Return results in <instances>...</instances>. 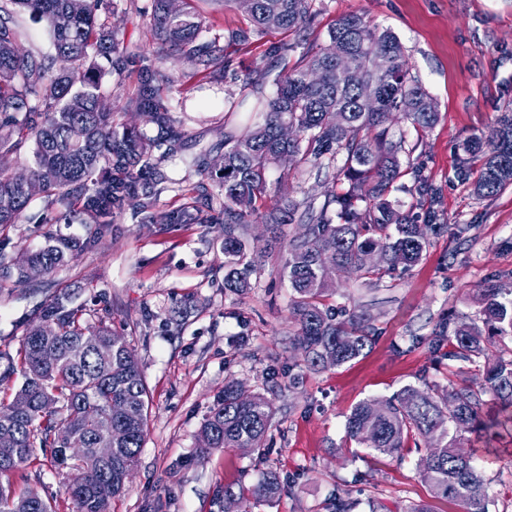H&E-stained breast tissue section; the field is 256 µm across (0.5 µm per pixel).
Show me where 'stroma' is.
Wrapping results in <instances>:
<instances>
[{
  "instance_id": "obj_1",
  "label": "stroma",
  "mask_w": 512,
  "mask_h": 512,
  "mask_svg": "<svg viewBox=\"0 0 512 512\" xmlns=\"http://www.w3.org/2000/svg\"><path fill=\"white\" fill-rule=\"evenodd\" d=\"M202 18L201 39H219L227 65L211 78L185 56L162 45L150 17L153 0H104L98 18L112 27L134 56L135 67L112 79L114 110L129 124H142L126 111L141 66L165 70L173 80L169 105L181 132L180 148L158 164L154 209L168 212L192 203L201 191L215 192L198 171L200 152L224 140L225 123L243 124L247 110L225 114V100L244 97L242 75L272 96L278 74L297 66L304 49L295 36L273 30L247 45L229 42L245 19L222 0H194ZM309 40L324 45L328 30L346 13L390 30L402 42L411 76L437 104L438 121L425 130L403 114L391 132L402 139L403 189L392 199L411 207L407 193L420 171L436 193L440 232L415 266L385 273L374 284L338 277L330 305L365 315L373 341L362 355L339 367L310 370L295 346L297 327L290 290L279 274L278 254L266 253L267 225H248L251 248L261 264L248 294L224 286V229L219 224H148L128 208L111 223L88 224L80 208L53 213L52 221L32 205L18 224L0 229V254L18 256L43 248L48 236L69 239L73 258L52 281L80 309L86 322L125 336L138 358L152 400L144 446L127 491L111 512H224L225 490H248L262 472L276 471L281 496L253 512H332L335 497L369 500L387 512L412 502L433 512H460L457 502L432 497L416 463V448L402 455L372 452L350 441L345 420L365 399L385 400L402 387L441 391L453 373L469 364L435 352L430 340L452 315L476 311L473 296L484 282L512 283V186L498 195L475 197L455 169L462 141L487 130L512 105V0H312ZM46 292L26 283L0 281V372L15 356L26 330L36 323ZM235 381L271 399L268 453L237 448L213 451L195 461L205 417ZM486 451L483 440L465 442L487 482L490 512H512V436ZM68 476L51 470L43 455L0 478L14 495L37 490L55 512H75L65 492Z\"/></svg>"
}]
</instances>
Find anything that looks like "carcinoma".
Returning <instances> with one entry per match:
<instances>
[{
  "instance_id": "cac0c4a2",
  "label": "carcinoma",
  "mask_w": 512,
  "mask_h": 512,
  "mask_svg": "<svg viewBox=\"0 0 512 512\" xmlns=\"http://www.w3.org/2000/svg\"><path fill=\"white\" fill-rule=\"evenodd\" d=\"M170 0H156L152 26L172 50L204 71H216L224 48L201 41L198 14ZM103 0H4L0 5V226L16 224L33 203L43 208L82 203L90 224H110L132 207L151 224L224 225V285L239 294L259 273L243 238L247 224H292L303 232L288 240L281 274L292 290L291 313L298 325L297 346L313 370L338 367L358 358L371 342L364 318H338L324 303L333 292L321 276L370 278L399 266L408 269L426 253L428 233L440 224H418L394 206L390 195L404 170L389 139L394 114L401 112L422 129L438 120L433 99L409 73L404 47L388 30L371 26L356 13L339 17L328 31L329 47L311 45L303 64L275 79L274 95L257 103L255 122L224 132L223 167L216 186L222 204L203 193L190 206L151 212L154 184L140 178L152 168L154 152L174 155L181 133L165 94L171 77L160 68L138 71L127 109L150 127L145 132L122 121L107 104L106 80L122 75L132 55L116 32L97 22ZM250 22L230 33L247 43L269 29L299 31L309 24V0H224ZM45 23L53 53L20 52L26 32L15 9ZM376 85L366 100L360 83ZM284 124L295 139L278 138ZM458 175L474 195L491 197L512 185V108L497 115L486 131L462 144ZM284 151L294 165H308L324 177V200L297 201L271 193L269 173ZM29 153L28 172L16 176L10 158ZM479 159L477 177L470 162ZM369 249L384 259L363 262ZM72 256V245L53 238L39 252L0 254V279L27 281L39 268L48 276ZM60 292L40 311V323L26 330L9 371L20 370L21 386L0 399V476L25 465L42 451L50 465L68 470L66 494L76 512H110L123 493L145 441L151 401L135 354L124 337L107 326L84 324L79 310L66 309ZM475 317L448 316L452 328L448 359L472 365L469 374L438 394L406 386L390 399L356 404L347 416L348 437L383 455L401 453L408 440L423 450L417 466L435 497L461 504L463 512H489L486 481L473 455L460 452L463 434L491 441L512 430V288L491 280L474 297ZM237 385L224 386L200 430L201 461L224 448L264 454L272 403L260 393L237 401ZM490 410L483 411V406ZM112 457L97 456L99 447ZM284 490L280 476L263 473L251 491L254 503L270 502ZM0 512H53L36 492L16 497L0 484Z\"/></svg>"
}]
</instances>
